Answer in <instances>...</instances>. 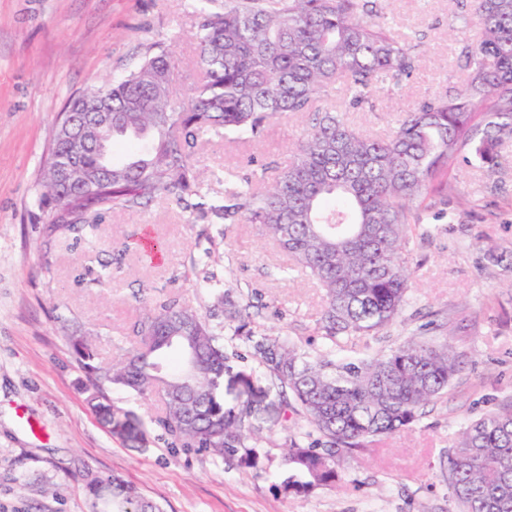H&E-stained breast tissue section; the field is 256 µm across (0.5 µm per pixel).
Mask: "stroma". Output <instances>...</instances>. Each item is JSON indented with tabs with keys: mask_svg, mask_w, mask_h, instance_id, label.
Masks as SVG:
<instances>
[{
	"mask_svg": "<svg viewBox=\"0 0 512 512\" xmlns=\"http://www.w3.org/2000/svg\"><path fill=\"white\" fill-rule=\"evenodd\" d=\"M454 12L448 0H387L386 26L424 38L417 70L400 86L373 88L369 108H351L341 88L324 107L345 111L352 127L383 138L404 111L464 85L456 52L460 43H476L479 28L457 22ZM196 31L189 0H0V512H88L94 473L133 483L163 512H457L445 461L459 430L512 406V138L498 145L494 171L457 166L439 191L417 203L409 233L412 283L401 318L334 350L339 358L364 357L424 337L467 354L447 395L408 430L348 455L341 485L306 497L284 493L293 420L229 325L224 405L252 399L246 424L262 447L263 469L158 440V392L146 399L108 392L115 407L143 422L146 444L113 436L99 423L59 315L94 328L103 357L118 361L140 346L131 327L143 301L168 296L223 321L203 282L211 271L245 322L312 357L330 349L317 326L322 289L293 268L260 225L210 224L160 200L140 212L110 213L93 234L43 253L39 161L68 101L125 72L160 41L174 57L173 98L188 104L200 80ZM310 124L309 115L297 114L270 123L259 141L206 139L194 164L214 171L208 191L223 196L233 187L224 171L243 176L257 163L275 175ZM143 228L163 245L156 260L122 249ZM491 250L501 262L487 261ZM117 255L122 264L106 287L79 282L83 267L101 269ZM244 375L254 382L249 397L239 382Z\"/></svg>",
	"mask_w": 512,
	"mask_h": 512,
	"instance_id": "1",
	"label": "stroma"
}]
</instances>
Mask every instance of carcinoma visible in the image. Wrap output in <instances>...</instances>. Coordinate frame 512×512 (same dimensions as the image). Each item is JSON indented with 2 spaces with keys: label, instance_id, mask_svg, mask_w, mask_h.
<instances>
[{
  "label": "carcinoma",
  "instance_id": "1",
  "mask_svg": "<svg viewBox=\"0 0 512 512\" xmlns=\"http://www.w3.org/2000/svg\"><path fill=\"white\" fill-rule=\"evenodd\" d=\"M190 0L197 17V66L203 81L187 106L174 103L170 60L160 43L126 74L73 97L83 133L56 126L42 162L37 207L50 251L96 230L105 214L138 212L157 200L197 206L215 224L241 216L265 234L324 291L318 319L332 344L371 336L397 321L410 280L407 249L413 207L434 181L459 165H498L497 146L512 136V0H453L463 20L475 19L481 40L464 44L458 66L467 84L406 111L387 138L353 128L344 113L318 109L338 85L349 104L368 102L380 82L409 79L419 44L383 24L385 0ZM311 115L293 161L261 191L249 178L224 199L205 197L209 176L191 164L206 136L253 141L275 119ZM149 145L115 163L114 148ZM133 234L124 250L152 258ZM142 346L125 361L100 360L88 331L70 336L86 375L82 383L101 422L116 436L143 439L142 424L112 405L105 390L147 397L162 392L158 419L173 448L258 466L249 446L250 408L224 407V326L175 299L149 306L132 326ZM234 335L250 344L285 406L310 431L293 441L285 490L306 495L340 480L337 463L367 442L394 435L441 399L465 354L443 342L410 339L368 358H310L279 336L246 324ZM448 488L459 512H512V407L468 421L448 458ZM90 512H162L116 475L90 481Z\"/></svg>",
  "mask_w": 512,
  "mask_h": 512
}]
</instances>
